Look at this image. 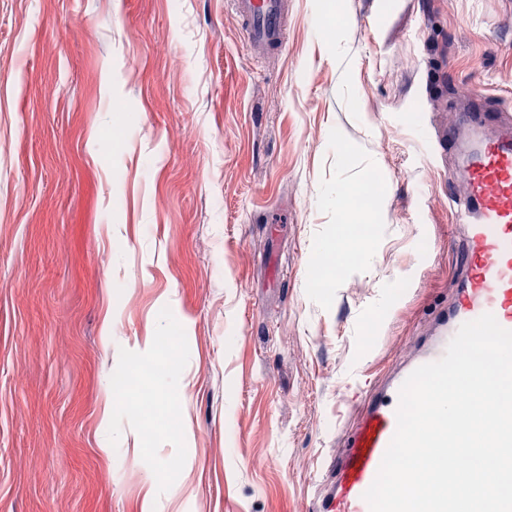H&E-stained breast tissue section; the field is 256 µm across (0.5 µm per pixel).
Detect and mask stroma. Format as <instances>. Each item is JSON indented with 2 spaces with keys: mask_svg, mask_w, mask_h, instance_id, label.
Returning a JSON list of instances; mask_svg holds the SVG:
<instances>
[{
  "mask_svg": "<svg viewBox=\"0 0 512 512\" xmlns=\"http://www.w3.org/2000/svg\"><path fill=\"white\" fill-rule=\"evenodd\" d=\"M476 85L512 113V0H288L269 53L230 0H0V512H310L458 286L421 137Z\"/></svg>",
  "mask_w": 512,
  "mask_h": 512,
  "instance_id": "obj_1",
  "label": "stroma"
}]
</instances>
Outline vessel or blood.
Returning a JSON list of instances; mask_svg holds the SVG:
<instances>
[{
  "mask_svg": "<svg viewBox=\"0 0 512 512\" xmlns=\"http://www.w3.org/2000/svg\"><path fill=\"white\" fill-rule=\"evenodd\" d=\"M231 4L250 42L282 49L285 0ZM484 99L483 88L473 87L462 112L464 126L476 134L471 147L460 149L452 136L438 139L436 145L440 156L456 150V175L465 186L464 194L452 200L463 229L455 244L460 286L385 383L367 396L343 449L323 467L313 512H369L363 495L396 431L400 388L416 368L443 357L463 323L489 313L501 327L512 330V115L486 111Z\"/></svg>",
  "mask_w": 512,
  "mask_h": 512,
  "instance_id": "b4317fda",
  "label": "vessel or blood"
}]
</instances>
